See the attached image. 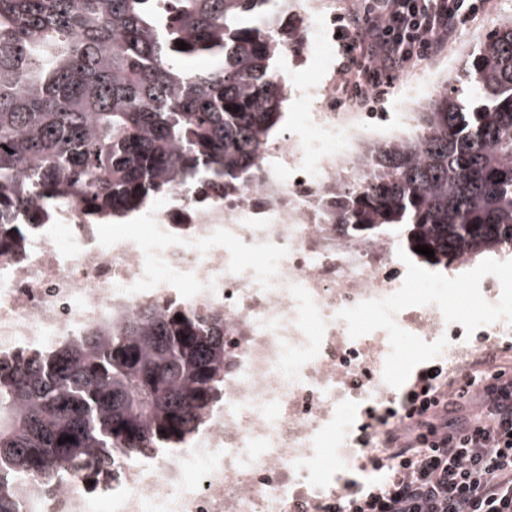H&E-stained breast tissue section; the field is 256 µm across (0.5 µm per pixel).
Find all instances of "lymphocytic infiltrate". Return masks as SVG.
<instances>
[{"mask_svg":"<svg viewBox=\"0 0 512 512\" xmlns=\"http://www.w3.org/2000/svg\"><path fill=\"white\" fill-rule=\"evenodd\" d=\"M491 0H366L336 18L338 74L363 98L391 85L398 71L438 54L461 23ZM402 425L380 437L393 460L388 489L346 487L327 512H512V371L489 384L468 374L459 396L431 386L419 371L407 390Z\"/></svg>","mask_w":512,"mask_h":512,"instance_id":"f902f5d3","label":"lymphocytic infiltrate"}]
</instances>
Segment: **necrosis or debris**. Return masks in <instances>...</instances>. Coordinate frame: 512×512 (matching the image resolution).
<instances>
[{"label": "necrosis or debris", "instance_id": "necrosis-or-debris-1", "mask_svg": "<svg viewBox=\"0 0 512 512\" xmlns=\"http://www.w3.org/2000/svg\"><path fill=\"white\" fill-rule=\"evenodd\" d=\"M299 39L284 55L318 80L290 85L291 124L262 142L235 196L175 189L140 223L105 235L80 207L58 211L0 260V351L50 348L94 325L175 304L224 314V399L190 447L128 457L91 492H34L23 512H322L345 485L323 464L344 449L366 471L368 434L397 426L399 374L413 355L456 366L473 331L512 335V281L497 262L458 257L447 271L405 258L394 239L344 236L316 201L367 181V137L392 139L415 108L340 112L323 80L336 65L323 0H291ZM467 288L482 312L453 309ZM411 351H404V343Z\"/></svg>", "mask_w": 512, "mask_h": 512}]
</instances>
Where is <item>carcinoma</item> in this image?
<instances>
[{
    "mask_svg": "<svg viewBox=\"0 0 512 512\" xmlns=\"http://www.w3.org/2000/svg\"><path fill=\"white\" fill-rule=\"evenodd\" d=\"M297 36L276 0H0V259L55 208L121 219L203 172L235 195L282 119L276 62ZM449 83L417 113L423 138L367 144L373 181L320 196L327 223L426 245L432 266L512 244V15ZM223 395L218 311L152 306L0 354V512L31 479L99 486L117 459L187 442Z\"/></svg>",
    "mask_w": 512,
    "mask_h": 512,
    "instance_id": "obj_1",
    "label": "carcinoma"
}]
</instances>
